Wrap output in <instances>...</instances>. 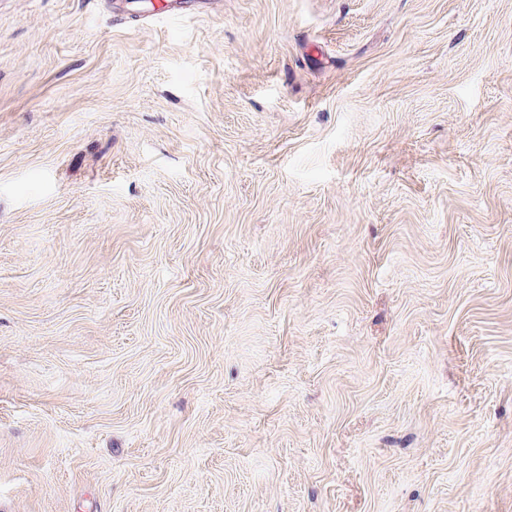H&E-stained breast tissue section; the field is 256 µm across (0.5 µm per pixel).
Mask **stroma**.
Instances as JSON below:
<instances>
[{"label": "stroma", "mask_w": 512, "mask_h": 512, "mask_svg": "<svg viewBox=\"0 0 512 512\" xmlns=\"http://www.w3.org/2000/svg\"><path fill=\"white\" fill-rule=\"evenodd\" d=\"M0 512H512V0H0ZM156 5L151 4V8L143 11L152 12L151 15L169 18L171 15L185 12L198 11L203 1L206 0H156Z\"/></svg>", "instance_id": "1"}]
</instances>
